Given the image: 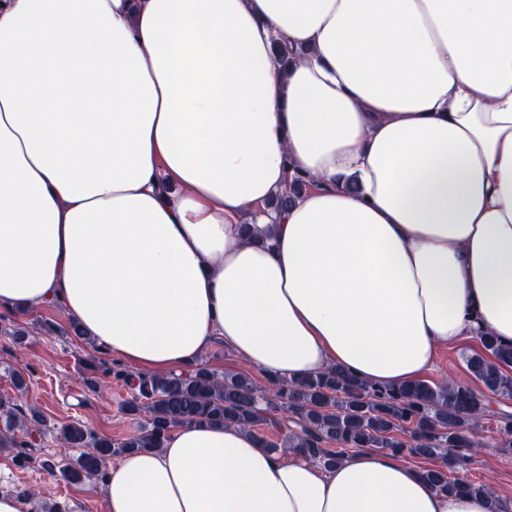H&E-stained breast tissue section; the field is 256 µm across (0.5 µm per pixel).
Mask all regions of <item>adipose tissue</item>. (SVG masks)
Here are the masks:
<instances>
[{"label":"adipose tissue","instance_id":"ef3b65f1","mask_svg":"<svg viewBox=\"0 0 512 512\" xmlns=\"http://www.w3.org/2000/svg\"><path fill=\"white\" fill-rule=\"evenodd\" d=\"M57 303L158 375L219 337L377 387L512 344V0H0V306ZM105 506L490 512L390 451L327 470L207 423L109 466ZM310 180L300 177V176H291L289 182V191L286 194L278 195L271 203V207L275 212H282L287 209L292 202H294L298 195L306 189Z\"/></svg>","mask_w":512,"mask_h":512}]
</instances>
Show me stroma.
I'll use <instances>...</instances> for the list:
<instances>
[{"label": "stroma", "instance_id": "35a3bbf8", "mask_svg": "<svg viewBox=\"0 0 512 512\" xmlns=\"http://www.w3.org/2000/svg\"><path fill=\"white\" fill-rule=\"evenodd\" d=\"M481 349L476 338L441 347L426 381L437 385L451 376L471 383L463 357ZM126 368L121 359L78 337L62 306L28 313L0 308V395H9L23 409L40 411L46 421L36 447L27 449L25 458H18L16 449H0V492L19 494L20 512H105L104 477H94L97 492L87 496L82 484L43 463L80 456V449L63 447L59 430L67 423H82L93 435L115 441L146 424V415L123 410L133 394L116 373ZM16 372L26 381L20 391L12 382ZM490 405L492 414L477 426L482 437L478 457L461 474L489 485L512 512V448L502 447L495 415L499 409L512 414V399H494Z\"/></svg>", "mask_w": 512, "mask_h": 512}]
</instances>
